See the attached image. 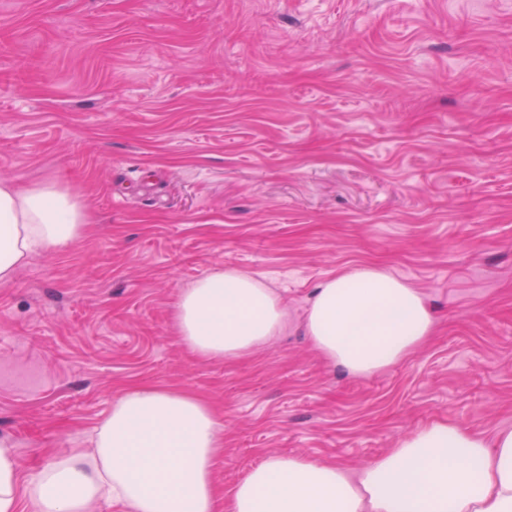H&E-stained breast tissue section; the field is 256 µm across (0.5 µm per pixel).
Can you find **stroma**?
<instances>
[{
  "mask_svg": "<svg viewBox=\"0 0 512 512\" xmlns=\"http://www.w3.org/2000/svg\"><path fill=\"white\" fill-rule=\"evenodd\" d=\"M45 181L89 224L0 286L21 480L142 384L210 402L223 492L268 455L357 467L434 421L512 428V0H0V182ZM363 264L437 326L354 378L301 319ZM228 266L266 275L290 325L203 361L174 306Z\"/></svg>",
  "mask_w": 512,
  "mask_h": 512,
  "instance_id": "35a3bbf8",
  "label": "stroma"
}]
</instances>
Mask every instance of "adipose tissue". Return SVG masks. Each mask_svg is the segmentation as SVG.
<instances>
[{
  "label": "adipose tissue",
  "instance_id": "adipose-tissue-1",
  "mask_svg": "<svg viewBox=\"0 0 512 512\" xmlns=\"http://www.w3.org/2000/svg\"><path fill=\"white\" fill-rule=\"evenodd\" d=\"M87 216L78 194L46 182L0 184V285L36 252L72 244ZM182 342L203 359L231 361L288 330V309L263 274L235 268L181 289ZM435 328L425 294L382 267L339 270L315 288L303 329L349 376L404 361ZM224 450L211 405L187 390L125 391L86 448L55 457L19 485L20 465L0 448V512H512V429L493 435L435 421L358 468L303 454L270 455L226 495L214 482Z\"/></svg>",
  "mask_w": 512,
  "mask_h": 512
}]
</instances>
